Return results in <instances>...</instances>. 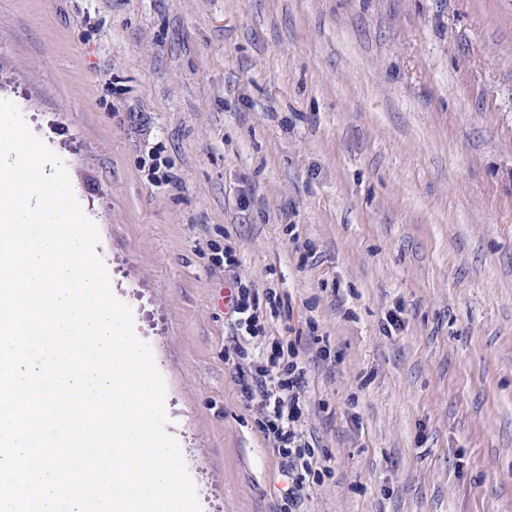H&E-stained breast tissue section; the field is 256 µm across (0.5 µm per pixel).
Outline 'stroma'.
Masks as SVG:
<instances>
[{"mask_svg":"<svg viewBox=\"0 0 512 512\" xmlns=\"http://www.w3.org/2000/svg\"><path fill=\"white\" fill-rule=\"evenodd\" d=\"M0 99L99 229L203 512L293 475L299 512H512V0H0ZM275 351L313 474L245 388ZM249 288H238V297L234 305V313L240 315L238 322L244 323L250 327L256 316L254 309L256 308V298L250 297Z\"/></svg>","mask_w":512,"mask_h":512,"instance_id":"obj_1","label":"stroma"}]
</instances>
